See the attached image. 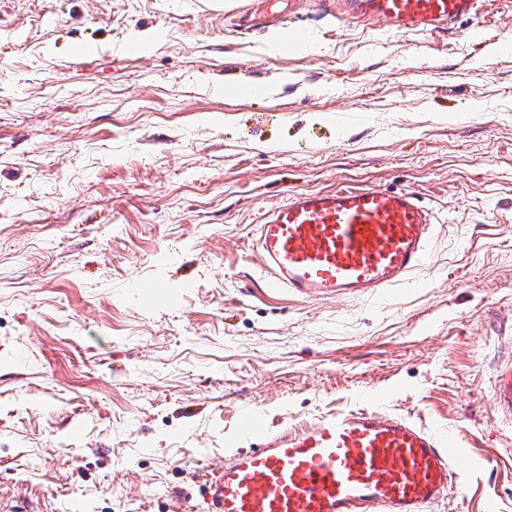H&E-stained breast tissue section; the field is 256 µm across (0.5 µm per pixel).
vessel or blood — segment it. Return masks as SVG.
<instances>
[{
    "label": "vessel or blood",
    "instance_id": "vessel-or-blood-1",
    "mask_svg": "<svg viewBox=\"0 0 512 512\" xmlns=\"http://www.w3.org/2000/svg\"><path fill=\"white\" fill-rule=\"evenodd\" d=\"M319 14L434 33L476 19L487 0H314ZM434 217L410 190L290 193L257 231L261 270L301 299L381 293L427 258ZM499 418L512 423V344L490 362ZM240 441L204 467L206 512H432L456 478L452 435L370 408L269 432L246 413Z\"/></svg>",
    "mask_w": 512,
    "mask_h": 512
}]
</instances>
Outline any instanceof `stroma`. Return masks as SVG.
Masks as SVG:
<instances>
[{
    "mask_svg": "<svg viewBox=\"0 0 512 512\" xmlns=\"http://www.w3.org/2000/svg\"><path fill=\"white\" fill-rule=\"evenodd\" d=\"M240 2L0 0V512H200L243 411L363 407L456 434L435 512H512V0L438 34L264 0L314 32L276 47ZM367 186L434 214L411 283L271 287L265 214ZM491 394L499 418L512 423V336L508 347L490 362Z\"/></svg>",
    "mask_w": 512,
    "mask_h": 512,
    "instance_id": "35a3bbf8",
    "label": "stroma"
}]
</instances>
